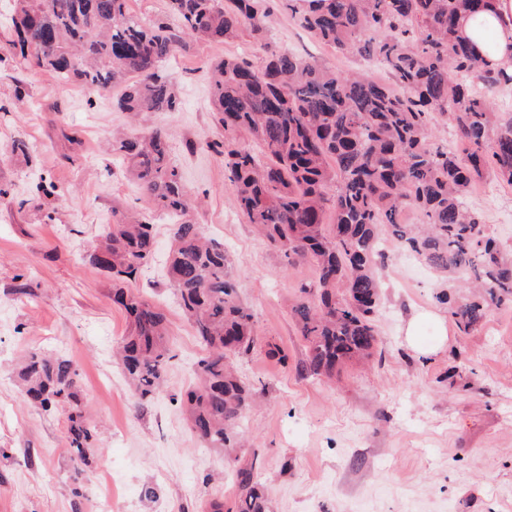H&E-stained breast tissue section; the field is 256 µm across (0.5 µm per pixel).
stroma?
Masks as SVG:
<instances>
[{"label": "stroma", "mask_w": 512, "mask_h": 512, "mask_svg": "<svg viewBox=\"0 0 512 512\" xmlns=\"http://www.w3.org/2000/svg\"><path fill=\"white\" fill-rule=\"evenodd\" d=\"M265 41L249 32L224 42L193 41L168 62L182 106L177 112L131 115L108 92L62 83L30 66L0 65V512H201L212 500L233 507L235 470L254 464L271 512H512V306L491 310L470 333L449 325L440 292L461 295L458 281L411 258L391 237L377 273V345L370 361L339 368L334 381L303 376L304 342L290 315L313 265L284 266L238 210L225 181L224 157L210 144L224 138L215 121L209 67L224 60L262 65L287 50L341 71L387 81L385 70L358 55L318 42L284 7L268 19ZM159 127L182 172L194 220L224 245L237 299L253 315L254 350L235 358L240 377L263 395L238 424V447L217 453L199 445L175 402L196 383L204 349L167 283L163 260L136 280L132 292L159 307L171 331L167 384L139 404L112 352L128 329L113 306L112 280L87 254L122 211L149 212L124 165L105 151L117 129ZM64 128L82 146L63 158ZM27 157L12 152L15 141ZM51 176L66 193L52 200L54 219L26 203L29 183ZM470 204L488 236L512 248V184H474ZM420 323L416 344L405 328ZM278 346L287 356L267 355ZM39 349L69 358L80 374L89 420L105 432L82 473V501L69 475L64 415L28 406L15 368Z\"/></svg>", "instance_id": "35a3bbf8"}]
</instances>
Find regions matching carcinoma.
<instances>
[{
    "mask_svg": "<svg viewBox=\"0 0 512 512\" xmlns=\"http://www.w3.org/2000/svg\"><path fill=\"white\" fill-rule=\"evenodd\" d=\"M489 5L288 0L291 16L314 38L383 63L390 85L286 51L271 53L259 68L226 59L210 70L216 120L229 135L213 147L224 154L236 204L287 262L305 260L317 269L291 307L308 376L330 379L336 368L372 356L382 230L426 265L464 276L463 301L438 296L460 332L512 304V253L484 235L480 215L467 204L472 183L490 174L512 184V115L505 119L492 108V96L512 88V71L481 58L459 34L463 17ZM168 7L167 19L133 20L128 0H14L15 39L0 47V65L20 58L63 83L111 91L116 108L133 115L176 112L180 99L165 62L189 39L221 42L243 29L262 38L271 13L269 0H168ZM434 114L452 121L455 149L431 143ZM241 132L260 151L239 145L234 135ZM112 151L172 224L168 281L204 347L197 384L180 398L189 429L205 448H235L234 425L257 390L236 375L229 357L249 354L256 334L224 274V245L190 218L163 130L117 135ZM29 194L42 205L60 188L41 176ZM407 206L420 210L423 224L401 221ZM152 226L145 214L124 215L88 255L112 276V304L130 317L117 357L144 403L162 387L172 358L165 314L125 287L155 259ZM18 376L30 406L65 415L76 462L73 495L82 498L81 467L95 457L99 429L85 415L79 373L69 359L35 349L23 356ZM235 480V512H269L255 466L238 468Z\"/></svg>",
    "mask_w": 512,
    "mask_h": 512,
    "instance_id": "cac0c4a2",
    "label": "carcinoma"
}]
</instances>
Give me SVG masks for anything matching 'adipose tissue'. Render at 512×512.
Listing matches in <instances>:
<instances>
[{"mask_svg":"<svg viewBox=\"0 0 512 512\" xmlns=\"http://www.w3.org/2000/svg\"><path fill=\"white\" fill-rule=\"evenodd\" d=\"M461 31L493 65L512 70V0H492L488 11L464 18Z\"/></svg>","mask_w":512,"mask_h":512,"instance_id":"obj_1","label":"adipose tissue"}]
</instances>
